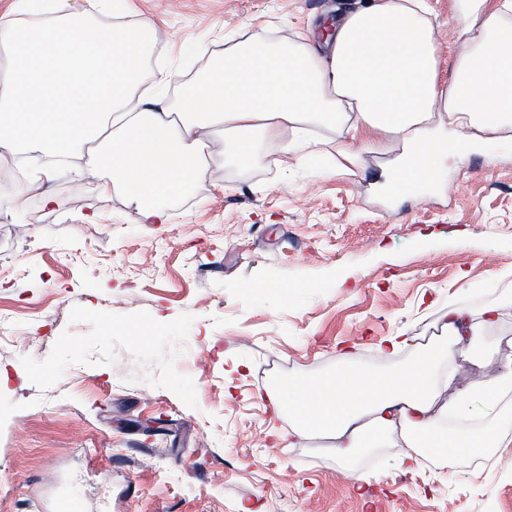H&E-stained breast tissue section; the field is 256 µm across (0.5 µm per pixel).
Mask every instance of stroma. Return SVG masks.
Returning a JSON list of instances; mask_svg holds the SVG:
<instances>
[{
  "instance_id": "1",
  "label": "stroma",
  "mask_w": 512,
  "mask_h": 512,
  "mask_svg": "<svg viewBox=\"0 0 512 512\" xmlns=\"http://www.w3.org/2000/svg\"><path fill=\"white\" fill-rule=\"evenodd\" d=\"M357 0H116L153 24L146 73L198 80L243 31L307 33ZM285 165L280 144L225 167L222 137L193 193L144 223L121 188L68 165L21 197L0 164V512H512V447L450 468L400 448L337 455L289 436L284 385L354 367L383 375L441 333L449 306L499 322L452 348L438 405L512 370V137L449 152L441 182L393 198L398 153ZM150 332L142 340V332ZM410 342L385 356L380 339ZM371 474L358 486L360 474Z\"/></svg>"
}]
</instances>
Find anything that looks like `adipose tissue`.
<instances>
[{
	"mask_svg": "<svg viewBox=\"0 0 512 512\" xmlns=\"http://www.w3.org/2000/svg\"><path fill=\"white\" fill-rule=\"evenodd\" d=\"M77 13L50 16L48 0H22L25 20L0 16V163L32 149L54 157L82 149L85 171L108 169L103 190L121 187L141 203L147 223L168 220L165 202L204 178L205 142L226 134L225 165L256 159L252 133L283 144L302 164L296 137L316 124L336 131V154L352 166L380 148L379 132L401 142L383 170V186L411 195L438 183L459 130L479 143L512 129V0H453L451 80L441 77L437 24L429 0H362L338 18L320 22L302 41L251 35L224 47V61L182 88L178 105L163 94L175 75L158 70L142 100L150 23L90 26L113 0H85ZM498 310L472 319L448 310L440 336L412 363L377 376L345 366L286 390L288 416L298 436L320 432L349 456L402 439L400 461L415 470L420 449H432L445 467L512 446V430L469 428L470 395L451 404L464 427L451 430L432 414L438 371L455 344L497 323Z\"/></svg>",
	"mask_w": 512,
	"mask_h": 512,
	"instance_id": "adipose-tissue-1",
	"label": "adipose tissue"
}]
</instances>
